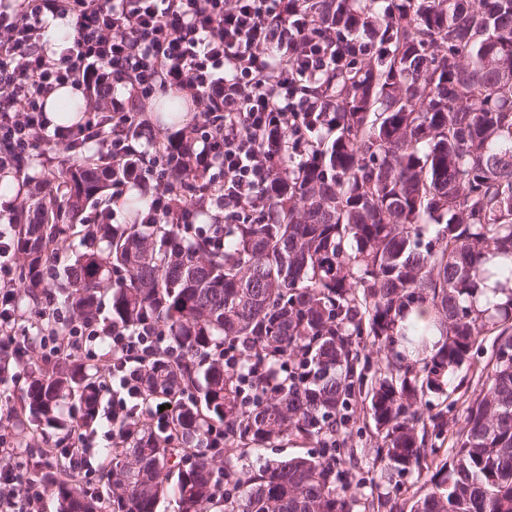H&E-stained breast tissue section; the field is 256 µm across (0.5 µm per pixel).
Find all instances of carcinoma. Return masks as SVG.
Returning <instances> with one entry per match:
<instances>
[{"label": "carcinoma", "instance_id": "obj_1", "mask_svg": "<svg viewBox=\"0 0 512 512\" xmlns=\"http://www.w3.org/2000/svg\"><path fill=\"white\" fill-rule=\"evenodd\" d=\"M309 34L336 28L344 57L299 92L336 107L334 125L308 156H288V180L261 219L208 232L181 231L175 210L152 224L141 195L126 224H85L110 198L100 159L49 183L17 225L23 311L39 308L38 275L54 241H97L58 271L60 296L79 317L110 301L111 323L160 326L180 364L161 352L143 368V399L116 446L103 449L105 496L66 481L65 461L28 436L68 438L92 429L107 388L106 362L66 358L31 370L7 417L19 449L52 461L56 512H351L344 488L355 466L346 404L368 405L375 459L425 475L423 493L377 512H512V292L495 314L472 303L484 281L512 283V0H298ZM373 27L371 57L356 33ZM433 320L409 335L406 312ZM442 341L429 345L428 335ZM495 337L479 388L463 400L451 455L436 460L444 410L419 404L450 396L448 378L484 337ZM247 341L236 369L223 355ZM256 401L247 403L245 396ZM80 415L68 418V401ZM170 402L164 419L152 407ZM224 427V469L250 451L293 436L315 456L268 460L240 475L227 501L210 499L208 430ZM195 461L187 463L188 452Z\"/></svg>", "mask_w": 512, "mask_h": 512}]
</instances>
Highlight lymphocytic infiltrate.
I'll use <instances>...</instances> for the list:
<instances>
[{"instance_id":"obj_1","label":"lymphocytic infiltrate","mask_w":512,"mask_h":512,"mask_svg":"<svg viewBox=\"0 0 512 512\" xmlns=\"http://www.w3.org/2000/svg\"><path fill=\"white\" fill-rule=\"evenodd\" d=\"M50 16L69 18L73 29L53 57L42 43ZM309 27L296 0H0V172L24 174L52 142L95 143L102 158L120 163L113 201L134 185L153 195L150 220L184 197L193 214L216 210L225 223H239L276 194L281 153L305 156L334 118L324 100L298 91L299 82L319 81L336 63L335 29L313 38ZM66 84L90 108L83 123L52 131L44 102ZM169 89L198 112L189 133L159 139L149 134L145 105ZM143 139L153 156L141 150ZM15 250L0 228V327L13 330L27 320L12 302ZM35 320L67 330L63 337L41 334L44 362L101 355L120 387L113 409L136 412L140 370L166 347L157 325L129 330L81 319L48 290ZM120 432L113 421L61 449L86 495L102 493L93 464L99 441L115 443ZM17 456L15 443L0 437V512H30L49 489Z\"/></svg>"}]
</instances>
